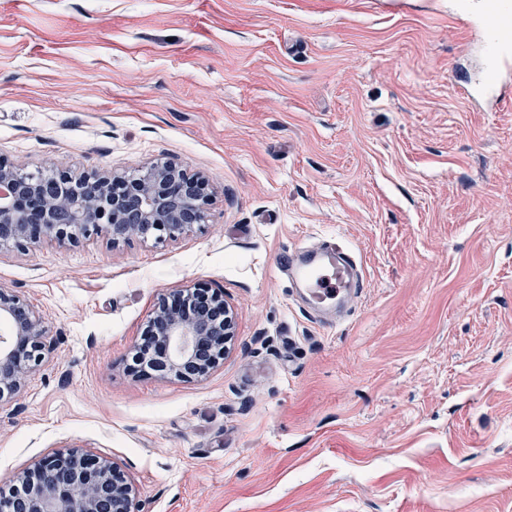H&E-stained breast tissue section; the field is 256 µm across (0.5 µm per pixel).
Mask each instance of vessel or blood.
Returning <instances> with one entry per match:
<instances>
[{"label":"vessel or blood","mask_w":512,"mask_h":512,"mask_svg":"<svg viewBox=\"0 0 512 512\" xmlns=\"http://www.w3.org/2000/svg\"><path fill=\"white\" fill-rule=\"evenodd\" d=\"M484 37V66L461 91L468 101L499 107V88L512 79V0H469ZM279 270L302 283L312 308L322 311L359 292L364 281L356 260L332 242L286 250L277 258Z\"/></svg>","instance_id":"obj_1"}]
</instances>
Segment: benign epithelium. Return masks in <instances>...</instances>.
<instances>
[{
	"instance_id": "7a95c632",
	"label": "benign epithelium",
	"mask_w": 512,
	"mask_h": 512,
	"mask_svg": "<svg viewBox=\"0 0 512 512\" xmlns=\"http://www.w3.org/2000/svg\"><path fill=\"white\" fill-rule=\"evenodd\" d=\"M54 177L70 182L57 194L0 157V248L25 249L43 240L64 247L79 235L109 241L175 238L204 220L211 191L204 177L170 162L131 174ZM45 329L30 306L0 285V399L20 392L43 361ZM137 347L133 368L191 379L203 377L224 356L232 318L224 295L208 288L177 289L162 297ZM0 512H135L132 487L109 462L79 449L53 453L10 480Z\"/></svg>"
}]
</instances>
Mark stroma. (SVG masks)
<instances>
[{
	"instance_id": "obj_1",
	"label": "stroma",
	"mask_w": 512,
	"mask_h": 512,
	"mask_svg": "<svg viewBox=\"0 0 512 512\" xmlns=\"http://www.w3.org/2000/svg\"><path fill=\"white\" fill-rule=\"evenodd\" d=\"M0 0V156L173 161L213 196L156 244L0 250L45 359L0 399V487L77 448L136 512H512V82L459 88V0ZM332 239L365 288L322 324L276 269ZM223 294L206 376H138L175 289Z\"/></svg>"
}]
</instances>
